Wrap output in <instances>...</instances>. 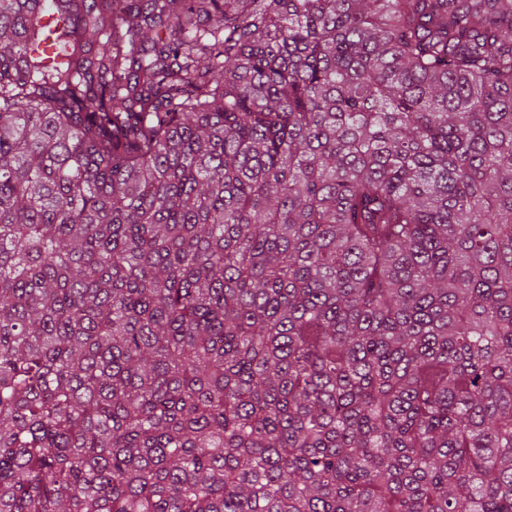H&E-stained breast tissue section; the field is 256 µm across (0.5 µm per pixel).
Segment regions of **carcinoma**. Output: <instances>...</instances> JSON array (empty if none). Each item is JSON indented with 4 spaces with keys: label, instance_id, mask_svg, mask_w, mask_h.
Instances as JSON below:
<instances>
[{
    "label": "carcinoma",
    "instance_id": "obj_1",
    "mask_svg": "<svg viewBox=\"0 0 512 512\" xmlns=\"http://www.w3.org/2000/svg\"><path fill=\"white\" fill-rule=\"evenodd\" d=\"M0 512H512V0H0Z\"/></svg>",
    "mask_w": 512,
    "mask_h": 512
}]
</instances>
